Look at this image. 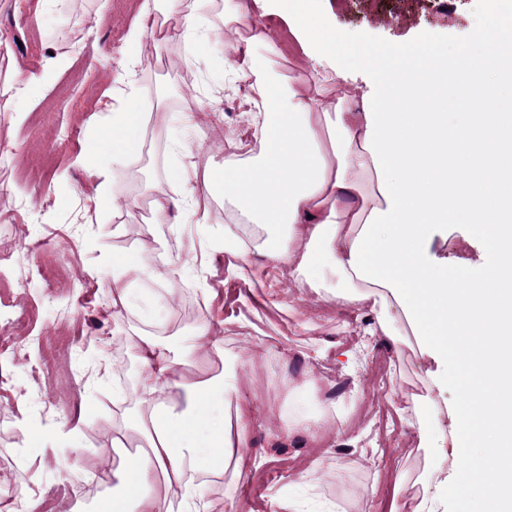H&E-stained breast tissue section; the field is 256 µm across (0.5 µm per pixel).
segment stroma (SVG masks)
I'll use <instances>...</instances> for the list:
<instances>
[{
  "mask_svg": "<svg viewBox=\"0 0 512 512\" xmlns=\"http://www.w3.org/2000/svg\"><path fill=\"white\" fill-rule=\"evenodd\" d=\"M490 0H319L321 11L348 44L339 63L348 81L321 87L322 107L358 100L374 65L368 49L397 54L433 42L441 51L480 55L472 35ZM161 19L167 38L146 31L132 53L133 25ZM223 11L200 21L207 40L181 44L178 21L160 0H0V213L14 214L5 231L15 245L0 263V280L36 306L40 318L16 327L0 311V330L15 343V358L0 359V491L23 512H110L117 480L131 462L114 457L112 434L126 415L113 398L123 380L112 370L116 336L154 337L175 356L194 350L196 364L176 367L175 381L199 380L235 365L249 447L259 464L238 480L210 484L206 512H277L296 502L300 512H412L415 487L447 472V412L407 423L403 408L427 393L413 337L392 344L368 308L339 310L324 296L299 292L288 277L276 287L255 280L239 299V277L214 243L216 226L190 213L165 223L147 219L143 205L158 193H177L179 174L214 175L223 184L227 140L241 158L259 152L246 136L247 104L225 66L228 27ZM178 52L183 66L146 71L148 56ZM29 85L24 98L16 87ZM155 91L156 107L140 142L112 160L106 120L127 111L133 93ZM216 112L207 133L184 124L187 115ZM108 177L110 193L97 185ZM125 259V303L112 297V260ZM193 293L208 310L210 333L181 324L176 302ZM78 325L81 337L60 375L68 396L45 388L36 369L58 332ZM386 367V390L370 392L363 373L371 361ZM312 417L306 434L285 432L290 407ZM426 443H419V434ZM106 461L112 482L93 497L74 489L96 477L91 460Z\"/></svg>",
  "mask_w": 512,
  "mask_h": 512,
  "instance_id": "35a3bbf8",
  "label": "stroma"
}]
</instances>
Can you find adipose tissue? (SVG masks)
Returning a JSON list of instances; mask_svg holds the SVG:
<instances>
[{
	"label": "adipose tissue",
	"mask_w": 512,
	"mask_h": 512,
	"mask_svg": "<svg viewBox=\"0 0 512 512\" xmlns=\"http://www.w3.org/2000/svg\"><path fill=\"white\" fill-rule=\"evenodd\" d=\"M227 14L251 35L231 48L232 66L247 103L257 156L238 160L226 144L224 203L236 222L224 227L229 271L257 254L287 271L298 288L326 292L337 306H369L391 340L413 337L433 362L428 387L453 392L448 446L453 473L434 484L414 512L489 499V512H512V118L499 110L498 88L512 84V12L491 14L477 39L480 57L446 54L429 46L377 68L373 91L360 106L337 105L328 141H321L320 83L341 80L336 39L315 0H231ZM282 16L304 58L321 64L319 80L281 87L259 78L255 46L281 56V40L267 19ZM455 79L469 110L454 124L436 112V91ZM390 101L406 112L386 111ZM374 183L364 191V180ZM472 224L482 244V276L464 284L465 262L437 255L436 235L449 225ZM336 276L334 289L310 269L317 260ZM145 369L140 405L128 429L146 449L128 469L131 491L124 512H162L152 494L158 476L181 492L194 512L201 487L187 475L206 470L233 478L254 468L245 430L217 421L216 453L201 457L190 432L201 396L224 410L239 406L238 390L224 377L185 388V405L160 415L150 400L177 360L150 336L132 339ZM463 371L449 369V358Z\"/></svg>",
	"instance_id": "1"
}]
</instances>
